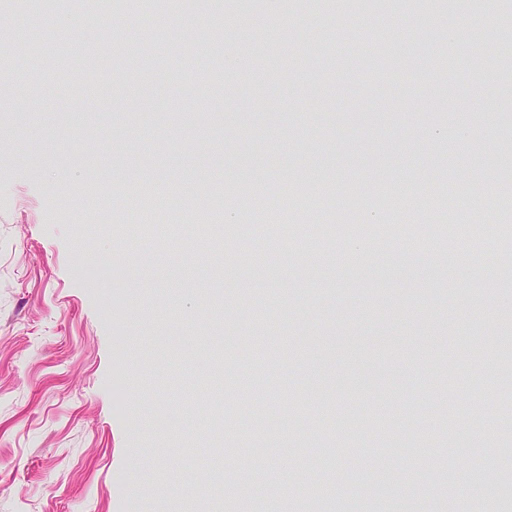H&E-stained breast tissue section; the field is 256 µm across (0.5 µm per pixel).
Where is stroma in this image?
<instances>
[{"label": "stroma", "instance_id": "stroma-1", "mask_svg": "<svg viewBox=\"0 0 512 512\" xmlns=\"http://www.w3.org/2000/svg\"><path fill=\"white\" fill-rule=\"evenodd\" d=\"M65 16L61 40L0 0L15 74L0 85V512H185L214 448L261 506L284 484L306 512H324L320 485L341 512H512V366L490 361L512 328V276L491 274L512 254L502 12L195 0ZM156 25L166 43L144 39ZM236 48L249 68H226ZM452 181L487 193L449 196ZM273 210L318 248L283 251ZM462 211L481 229L466 250ZM173 226L189 234L169 248ZM203 232L223 252L201 255ZM488 287L497 301L480 302ZM204 386L220 403L198 407ZM323 453L335 468L312 473ZM476 469L493 495H456Z\"/></svg>", "mask_w": 512, "mask_h": 512}]
</instances>
